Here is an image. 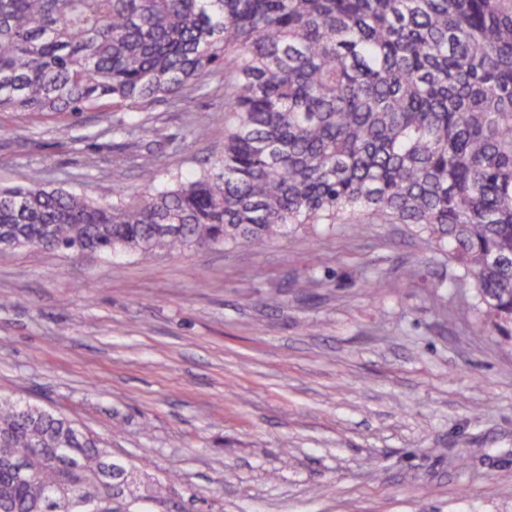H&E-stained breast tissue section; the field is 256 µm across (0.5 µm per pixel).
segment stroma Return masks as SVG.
<instances>
[{"label": "stroma", "instance_id": "35a3bbf8", "mask_svg": "<svg viewBox=\"0 0 512 512\" xmlns=\"http://www.w3.org/2000/svg\"><path fill=\"white\" fill-rule=\"evenodd\" d=\"M208 85L153 112H0V184L112 201L145 159L160 187L196 173L224 145ZM459 273L402 224L150 262L0 252V396L166 482L112 512H512V342Z\"/></svg>", "mask_w": 512, "mask_h": 512}]
</instances>
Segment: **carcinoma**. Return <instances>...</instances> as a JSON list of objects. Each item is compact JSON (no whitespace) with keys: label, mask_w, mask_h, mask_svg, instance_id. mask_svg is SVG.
<instances>
[{"label":"carcinoma","mask_w":512,"mask_h":512,"mask_svg":"<svg viewBox=\"0 0 512 512\" xmlns=\"http://www.w3.org/2000/svg\"><path fill=\"white\" fill-rule=\"evenodd\" d=\"M224 78L210 165L100 201L0 187V237L145 262L299 231L406 224L463 270L481 328L512 337V0H0V112H142ZM34 472L18 477L15 466ZM127 463L61 413L0 399V512Z\"/></svg>","instance_id":"obj_1"}]
</instances>
